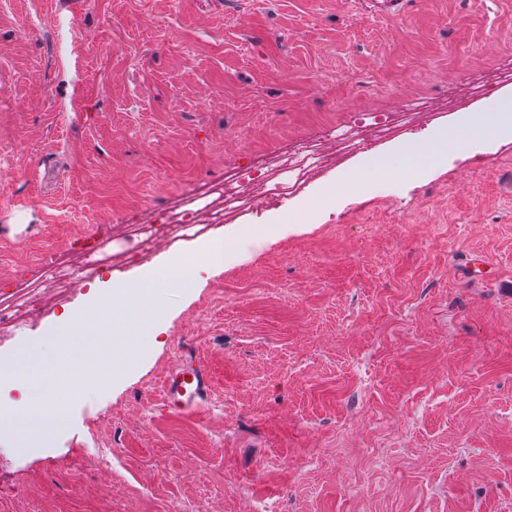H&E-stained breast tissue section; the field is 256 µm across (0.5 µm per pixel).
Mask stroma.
<instances>
[{
  "label": "stroma",
  "mask_w": 512,
  "mask_h": 512,
  "mask_svg": "<svg viewBox=\"0 0 512 512\" xmlns=\"http://www.w3.org/2000/svg\"><path fill=\"white\" fill-rule=\"evenodd\" d=\"M485 79L512 99V0H0L1 279L345 113L413 115L5 337L45 339L6 395L65 418L20 457L0 439V512H512V126L486 129ZM444 125L473 141L450 164ZM218 240L196 287L115 311L119 381L57 384L99 339L63 313ZM185 358L211 385L192 415L160 392Z\"/></svg>",
  "instance_id": "35a3bbf8"
}]
</instances>
